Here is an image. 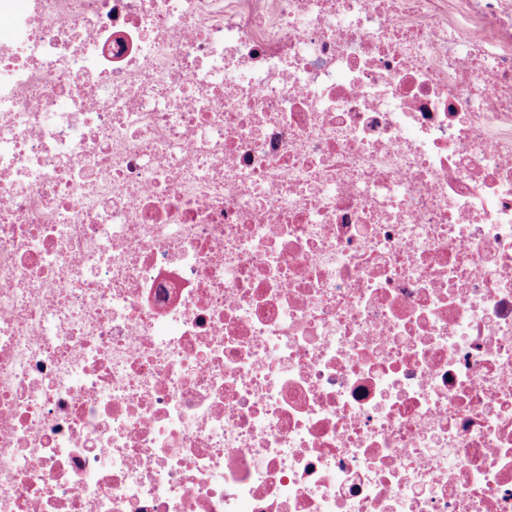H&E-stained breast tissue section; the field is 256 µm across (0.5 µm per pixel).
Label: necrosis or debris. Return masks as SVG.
I'll use <instances>...</instances> for the list:
<instances>
[{"instance_id": "1", "label": "necrosis or debris", "mask_w": 512, "mask_h": 512, "mask_svg": "<svg viewBox=\"0 0 512 512\" xmlns=\"http://www.w3.org/2000/svg\"><path fill=\"white\" fill-rule=\"evenodd\" d=\"M0 19V512H512V0Z\"/></svg>"}]
</instances>
